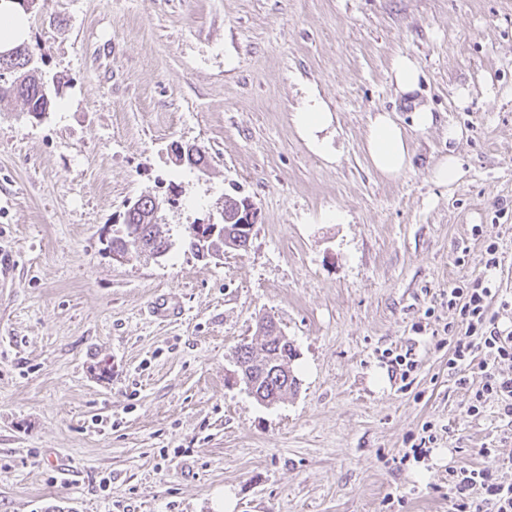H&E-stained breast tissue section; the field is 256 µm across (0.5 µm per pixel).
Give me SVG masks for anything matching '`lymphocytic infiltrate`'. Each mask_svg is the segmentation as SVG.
Returning <instances> with one entry per match:
<instances>
[{
  "instance_id": "lymphocytic-infiltrate-1",
  "label": "lymphocytic infiltrate",
  "mask_w": 512,
  "mask_h": 512,
  "mask_svg": "<svg viewBox=\"0 0 512 512\" xmlns=\"http://www.w3.org/2000/svg\"><path fill=\"white\" fill-rule=\"evenodd\" d=\"M482 246L486 276L448 290V307L458 315L448 328V368L456 373L479 370L481 382L472 393L470 415H481L492 402L501 419L512 423V373L503 370L505 363H512V329L500 328L492 308L501 296L490 276L500 264L499 244L487 237ZM479 454L485 460L482 466L449 468L448 512H512V483L498 477L499 468L512 467V446L502 443Z\"/></svg>"
}]
</instances>
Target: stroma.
I'll return each instance as SVG.
<instances>
[{
    "instance_id": "35a3bbf8",
    "label": "stroma",
    "mask_w": 512,
    "mask_h": 512,
    "mask_svg": "<svg viewBox=\"0 0 512 512\" xmlns=\"http://www.w3.org/2000/svg\"><path fill=\"white\" fill-rule=\"evenodd\" d=\"M27 20L61 93L40 119L0 101V512H213L225 487L234 512H448L449 467L512 436L469 415L479 377L449 375L447 331L449 288L486 271L475 226L512 295V0H38ZM312 95L336 160L296 128ZM421 105L436 123L385 179L368 120ZM145 193L172 200L170 249L115 260ZM227 195L258 212L249 244L197 256L185 230ZM267 316L300 380L272 407L234 364ZM428 422L429 455L404 458ZM390 72L399 90L411 92L417 88L421 71L409 57L402 55L393 57L390 63ZM459 175V162L453 156H444L433 166L431 179L438 185L448 186L455 182Z\"/></svg>"
}]
</instances>
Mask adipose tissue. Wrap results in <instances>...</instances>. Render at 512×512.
Instances as JSON below:
<instances>
[{
  "mask_svg": "<svg viewBox=\"0 0 512 512\" xmlns=\"http://www.w3.org/2000/svg\"><path fill=\"white\" fill-rule=\"evenodd\" d=\"M296 124L308 146L321 156H329L327 142L319 134L332 123V116L316 99H307L295 116ZM435 122L429 107L415 110L412 129L401 127L386 112L374 114L365 131L364 149L373 169L387 179L397 178L411 165L409 151L410 131L424 132Z\"/></svg>",
  "mask_w": 512,
  "mask_h": 512,
  "instance_id": "obj_1",
  "label": "adipose tissue"
}]
</instances>
